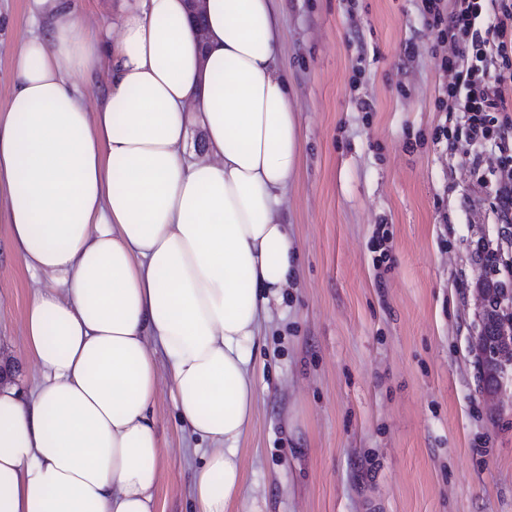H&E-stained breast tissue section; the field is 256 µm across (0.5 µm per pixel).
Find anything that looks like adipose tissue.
I'll list each match as a JSON object with an SVG mask.
<instances>
[{
    "instance_id": "obj_1",
    "label": "adipose tissue",
    "mask_w": 512,
    "mask_h": 512,
    "mask_svg": "<svg viewBox=\"0 0 512 512\" xmlns=\"http://www.w3.org/2000/svg\"><path fill=\"white\" fill-rule=\"evenodd\" d=\"M206 16L202 44L185 0H118L97 31L76 0H29L0 108V220L53 286L24 313L35 389L0 381V512H157L163 379L209 444L193 512L244 494L251 350L296 274L281 211L301 138L274 0H206ZM104 59L91 112L68 77Z\"/></svg>"
}]
</instances>
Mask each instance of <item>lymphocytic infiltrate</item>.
Here are the masks:
<instances>
[{
  "mask_svg": "<svg viewBox=\"0 0 512 512\" xmlns=\"http://www.w3.org/2000/svg\"><path fill=\"white\" fill-rule=\"evenodd\" d=\"M437 43L450 46L440 68L446 111L461 113L466 139L496 141L500 174L494 210L512 224V0H422Z\"/></svg>",
  "mask_w": 512,
  "mask_h": 512,
  "instance_id": "1",
  "label": "lymphocytic infiltrate"
}]
</instances>
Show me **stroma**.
Here are the masks:
<instances>
[{"instance_id": "1", "label": "stroma", "mask_w": 512, "mask_h": 512, "mask_svg": "<svg viewBox=\"0 0 512 512\" xmlns=\"http://www.w3.org/2000/svg\"><path fill=\"white\" fill-rule=\"evenodd\" d=\"M28 0H0V107ZM302 165L283 217L297 272L250 375L235 512H512V403L482 393L471 356L478 238L496 240L497 149L440 112L446 76L421 0H278ZM366 99L370 111L357 101ZM384 227L391 259L372 246ZM47 279L0 256V361L30 393L24 311ZM158 512H193L203 460L167 383L154 403Z\"/></svg>"}]
</instances>
